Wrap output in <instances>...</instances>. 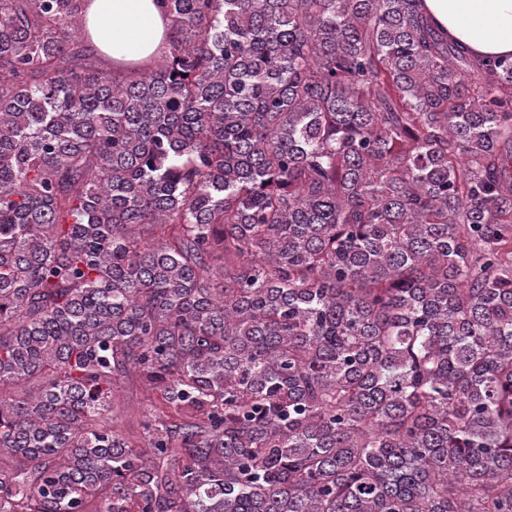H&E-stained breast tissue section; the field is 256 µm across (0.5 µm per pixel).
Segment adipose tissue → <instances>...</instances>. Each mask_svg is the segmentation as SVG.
I'll return each mask as SVG.
<instances>
[{"label": "adipose tissue", "instance_id": "ef3b65f1", "mask_svg": "<svg viewBox=\"0 0 512 512\" xmlns=\"http://www.w3.org/2000/svg\"><path fill=\"white\" fill-rule=\"evenodd\" d=\"M437 26L477 57H512V0H422ZM84 27L90 48L114 64L162 55L172 32L162 0H89Z\"/></svg>", "mask_w": 512, "mask_h": 512}]
</instances>
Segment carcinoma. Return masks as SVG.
Listing matches in <instances>:
<instances>
[{"label": "carcinoma", "instance_id": "obj_1", "mask_svg": "<svg viewBox=\"0 0 512 512\" xmlns=\"http://www.w3.org/2000/svg\"><path fill=\"white\" fill-rule=\"evenodd\" d=\"M87 2L0 0V512H512V60L164 0L122 71ZM144 389L138 382L123 384L113 398L114 419L133 437L139 434L140 423L144 415L149 413V407L143 400Z\"/></svg>", "mask_w": 512, "mask_h": 512}]
</instances>
